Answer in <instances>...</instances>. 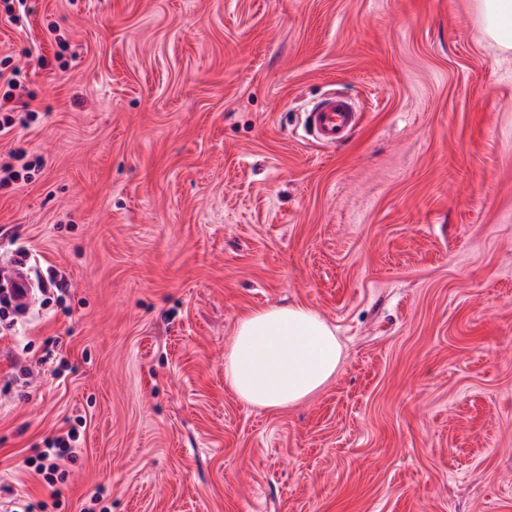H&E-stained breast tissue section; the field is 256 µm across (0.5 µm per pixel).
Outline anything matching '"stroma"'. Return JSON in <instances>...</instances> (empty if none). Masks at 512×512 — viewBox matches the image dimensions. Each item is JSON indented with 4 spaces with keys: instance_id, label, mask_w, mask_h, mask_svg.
Wrapping results in <instances>:
<instances>
[{
    "instance_id": "obj_1",
    "label": "stroma",
    "mask_w": 512,
    "mask_h": 512,
    "mask_svg": "<svg viewBox=\"0 0 512 512\" xmlns=\"http://www.w3.org/2000/svg\"><path fill=\"white\" fill-rule=\"evenodd\" d=\"M41 157L0 188V490L40 512H512V52L474 0H0ZM362 119L323 147L307 107ZM343 361L270 411L224 384L246 312ZM64 375L41 363L47 345ZM27 365L29 375L15 370ZM78 428L52 493L24 464ZM19 264H9L1 266V275L8 281L10 288H18L17 302L28 307L32 300L31 284L28 277L24 274Z\"/></svg>"
}]
</instances>
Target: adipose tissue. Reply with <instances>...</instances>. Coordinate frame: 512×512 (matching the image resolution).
<instances>
[{
    "label": "adipose tissue",
    "mask_w": 512,
    "mask_h": 512,
    "mask_svg": "<svg viewBox=\"0 0 512 512\" xmlns=\"http://www.w3.org/2000/svg\"><path fill=\"white\" fill-rule=\"evenodd\" d=\"M479 30L512 50V0H476ZM343 348L336 330L300 306H270L242 316L227 343L224 383L243 403L275 410L298 403L337 372Z\"/></svg>",
    "instance_id": "ef3b65f1"
}]
</instances>
